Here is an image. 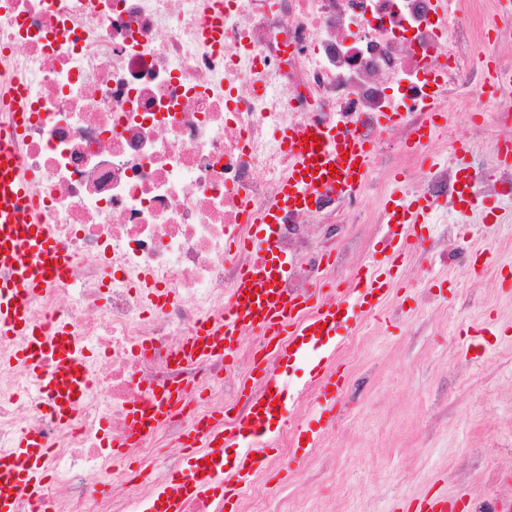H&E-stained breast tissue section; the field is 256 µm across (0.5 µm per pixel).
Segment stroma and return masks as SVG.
<instances>
[{"label":"stroma","mask_w":512,"mask_h":512,"mask_svg":"<svg viewBox=\"0 0 512 512\" xmlns=\"http://www.w3.org/2000/svg\"><path fill=\"white\" fill-rule=\"evenodd\" d=\"M387 233L364 225L343 279L370 267ZM417 236L380 310L335 340L345 383L328 424L310 363L289 364L292 397L254 479L265 496L232 499V512H420L437 495L470 512L512 486V196L466 224L456 207L434 209Z\"/></svg>","instance_id":"35a3bbf8"}]
</instances>
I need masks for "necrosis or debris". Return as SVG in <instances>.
Returning a JSON list of instances; mask_svg holds the SVG:
<instances>
[{
  "mask_svg": "<svg viewBox=\"0 0 512 512\" xmlns=\"http://www.w3.org/2000/svg\"><path fill=\"white\" fill-rule=\"evenodd\" d=\"M211 4L224 11L214 48L201 29ZM493 28H512L500 0H0V127L12 121L3 91L20 81L28 110L14 145L44 224L73 258L29 312L66 322L89 379L61 427L39 412L23 364L0 368V449L25 430L46 438L53 512H77L90 496L97 512H132L163 481L151 443L223 412L208 393L223 359L179 351L223 312L247 259L229 247L254 238L266 211L291 296L334 287V246L353 242L356 225L384 223L353 194L322 191L302 211L282 205L289 133L336 125L370 147L373 169L400 160L406 183L455 204L457 171L425 164L435 142L393 153L384 126L399 117L410 140L433 99L476 87L473 56ZM145 277L167 304L144 300ZM173 391L164 422L142 435L131 409ZM122 437L129 465L116 469L112 442ZM112 479L122 493H99Z\"/></svg>",
  "mask_w": 512,
  "mask_h": 512,
  "instance_id": "obj_1",
  "label": "necrosis or debris"
}]
</instances>
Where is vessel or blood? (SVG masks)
Returning a JSON list of instances; mask_svg holds the SVG:
<instances>
[{"label":"vessel or blood","instance_id":"obj_1","mask_svg":"<svg viewBox=\"0 0 512 512\" xmlns=\"http://www.w3.org/2000/svg\"><path fill=\"white\" fill-rule=\"evenodd\" d=\"M316 136L319 144L315 147L305 146L303 132L289 136L295 164L281 190L282 203L295 206L300 198L314 193L308 179L313 172L332 188L354 193L363 187L369 167L367 148L358 139L338 136L329 127L317 130ZM12 139V132L0 134V341L15 340L19 347L0 352V360L16 359L26 365L40 386L45 412L64 426L80 406L88 379L75 365L65 326L59 324L54 332H45L31 320L28 304L65 275L72 259L52 243L42 224L30 196L29 171ZM460 185L459 203L474 208L481 197L476 177L463 172ZM384 210L389 223L407 231L415 229L424 214L423 207L402 187L390 193ZM246 248L251 258L234 281L223 314L212 318L210 326H199L185 346L192 357L212 354L225 359L237 353L240 334L252 327L264 333L270 354L246 401L248 412L236 427H227L223 418L216 417L206 426L194 425L182 434V447L192 450L200 444L212 455L225 440L247 441L231 476L204 477L192 464L181 469L172 484L187 496L221 486L226 495L237 497L249 487L268 459L267 407L274 400H287L291 391L287 373L277 371L276 363L323 359L325 338L345 327L356 310L378 309L393 286L389 272L367 268L346 297L326 300L308 316L304 313L306 298L284 294L278 287L276 276L282 266L270 236L256 237ZM48 454L39 436L27 434L15 440L10 452L0 455V512H19L24 497L41 503L48 481L44 466Z\"/></svg>","mask_w":512,"mask_h":512}]
</instances>
